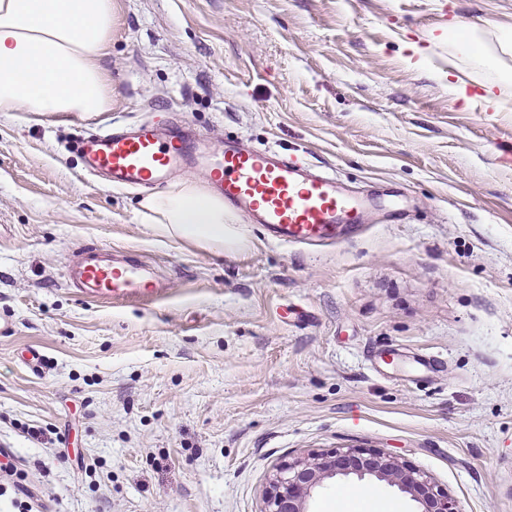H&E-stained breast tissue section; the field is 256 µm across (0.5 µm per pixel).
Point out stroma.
<instances>
[{"mask_svg": "<svg viewBox=\"0 0 512 512\" xmlns=\"http://www.w3.org/2000/svg\"><path fill=\"white\" fill-rule=\"evenodd\" d=\"M455 17L490 37L512 0H112L110 110L0 112V512H264L277 466L342 448L512 512V83L449 91L428 39ZM160 116L386 206L325 247L154 235L71 145ZM102 249L164 294L82 298L67 266Z\"/></svg>", "mask_w": 512, "mask_h": 512, "instance_id": "1", "label": "stroma"}]
</instances>
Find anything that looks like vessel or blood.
<instances>
[{
  "mask_svg": "<svg viewBox=\"0 0 512 512\" xmlns=\"http://www.w3.org/2000/svg\"><path fill=\"white\" fill-rule=\"evenodd\" d=\"M198 143L188 125L147 121L91 131L77 152L83 171L111 188L163 185L178 171L201 168L217 176L226 206L266 225L283 243L333 240L337 225L357 221L366 207L363 198L339 188L333 177L278 153L228 143L223 153L205 157ZM67 274L90 300L153 298L161 292L160 282L132 261L93 255Z\"/></svg>",
  "mask_w": 512,
  "mask_h": 512,
  "instance_id": "b4317fda",
  "label": "vessel or blood"
}]
</instances>
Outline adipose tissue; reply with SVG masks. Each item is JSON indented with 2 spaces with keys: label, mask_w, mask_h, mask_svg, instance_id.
<instances>
[{
  "label": "adipose tissue",
  "mask_w": 512,
  "mask_h": 512,
  "mask_svg": "<svg viewBox=\"0 0 512 512\" xmlns=\"http://www.w3.org/2000/svg\"><path fill=\"white\" fill-rule=\"evenodd\" d=\"M112 33V0H0V112L39 116L108 111L111 97L100 65ZM443 38L470 71L449 82L464 96L471 70H500L512 58V27L488 45L474 23L449 24ZM143 223L161 235L210 250L245 240L223 196L186 180L141 202Z\"/></svg>",
  "instance_id": "1"
}]
</instances>
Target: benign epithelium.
<instances>
[{"instance_id": "obj_1", "label": "benign epithelium", "mask_w": 512, "mask_h": 512, "mask_svg": "<svg viewBox=\"0 0 512 512\" xmlns=\"http://www.w3.org/2000/svg\"><path fill=\"white\" fill-rule=\"evenodd\" d=\"M384 482L416 504L414 512H460L430 475L382 450L349 448L300 457L276 468L264 512H310L314 492L328 480Z\"/></svg>"}]
</instances>
